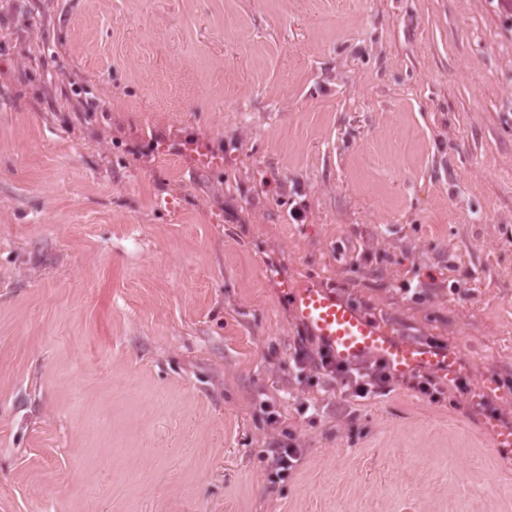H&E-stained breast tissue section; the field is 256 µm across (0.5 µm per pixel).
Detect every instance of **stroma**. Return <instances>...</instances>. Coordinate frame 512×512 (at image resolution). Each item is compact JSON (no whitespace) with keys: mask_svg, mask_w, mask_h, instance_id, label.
Returning <instances> with one entry per match:
<instances>
[{"mask_svg":"<svg viewBox=\"0 0 512 512\" xmlns=\"http://www.w3.org/2000/svg\"><path fill=\"white\" fill-rule=\"evenodd\" d=\"M310 281L456 378L299 375ZM510 418L501 0H0V512H512ZM277 447L278 448H270L267 451L271 454V457L280 472L292 475L297 471L300 465L302 449L294 448V445L291 443L284 446L278 443Z\"/></svg>","mask_w":512,"mask_h":512,"instance_id":"35a3bbf8","label":"stroma"}]
</instances>
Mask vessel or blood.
<instances>
[{
	"instance_id": "vessel-or-blood-1",
	"label": "vessel or blood",
	"mask_w": 512,
	"mask_h": 512,
	"mask_svg": "<svg viewBox=\"0 0 512 512\" xmlns=\"http://www.w3.org/2000/svg\"><path fill=\"white\" fill-rule=\"evenodd\" d=\"M288 297L297 322L338 363L353 366L372 357L401 378L435 372L449 379L456 373L455 352L390 335L332 289L310 282L290 289Z\"/></svg>"
}]
</instances>
